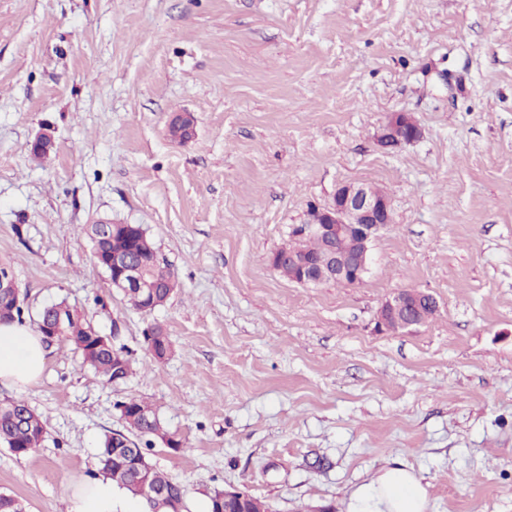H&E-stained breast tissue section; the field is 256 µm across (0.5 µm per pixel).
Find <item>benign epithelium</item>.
<instances>
[{
	"mask_svg": "<svg viewBox=\"0 0 512 512\" xmlns=\"http://www.w3.org/2000/svg\"><path fill=\"white\" fill-rule=\"evenodd\" d=\"M421 135L418 122L404 112L388 116L381 126L376 142L381 147L399 146L416 141ZM392 222L388 193L371 183L341 184L333 201L323 206H311L298 224L291 225L288 235V256L275 250L269 264L279 271L288 265V280L300 285H319L327 282L354 284L369 270L372 243L378 233ZM316 237L326 241V255L315 259L294 248L300 239ZM112 286L123 291L140 287V267L133 253L112 252L108 261ZM0 295L20 298L16 276L7 269L0 271ZM438 310L436 299L415 288H405L388 296L377 311V329L384 331L392 325L401 329L418 327L426 322L422 307ZM70 310L61 308L53 322L42 324L41 333L51 339L59 335ZM133 466L141 473L145 499L165 496V491L148 482L151 464L143 457H134Z\"/></svg>",
	"mask_w": 512,
	"mask_h": 512,
	"instance_id": "1",
	"label": "benign epithelium"
}]
</instances>
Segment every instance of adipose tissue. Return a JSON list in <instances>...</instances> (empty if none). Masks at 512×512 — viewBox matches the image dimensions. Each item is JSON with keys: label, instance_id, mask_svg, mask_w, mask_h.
Instances as JSON below:
<instances>
[{"label": "adipose tissue", "instance_id": "obj_1", "mask_svg": "<svg viewBox=\"0 0 512 512\" xmlns=\"http://www.w3.org/2000/svg\"><path fill=\"white\" fill-rule=\"evenodd\" d=\"M46 350L37 332L16 322L0 323V384L24 388L43 373ZM69 512H147L144 501L119 488L110 477L93 475L74 489ZM421 477L396 461L350 495L347 512H427Z\"/></svg>", "mask_w": 512, "mask_h": 512}]
</instances>
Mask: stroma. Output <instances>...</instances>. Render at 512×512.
Masks as SVG:
<instances>
[{
  "label": "stroma",
  "mask_w": 512,
  "mask_h": 512,
  "mask_svg": "<svg viewBox=\"0 0 512 512\" xmlns=\"http://www.w3.org/2000/svg\"><path fill=\"white\" fill-rule=\"evenodd\" d=\"M394 112L422 135L380 147ZM350 181L392 202L363 281L282 277L270 254ZM100 217L148 231L179 282L164 306L112 288L85 233ZM0 258L25 325L64 300L135 361L110 385L62 341L36 383L0 385L48 424L34 453L0 445L26 512H68L130 397L183 442L149 459L191 507L237 488L347 512L400 460L428 512H512V0H0ZM402 288L437 313L378 332Z\"/></svg>",
  "instance_id": "35a3bbf8"
}]
</instances>
